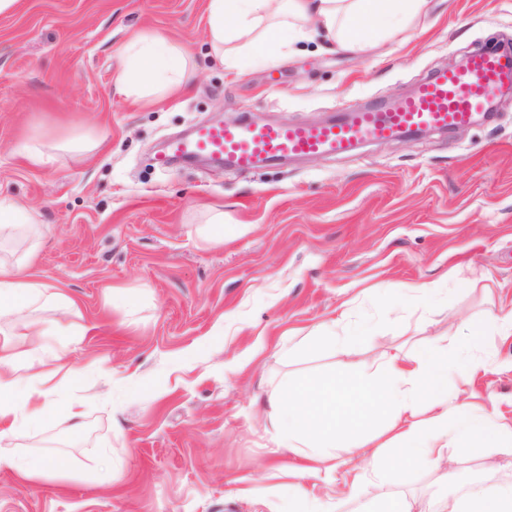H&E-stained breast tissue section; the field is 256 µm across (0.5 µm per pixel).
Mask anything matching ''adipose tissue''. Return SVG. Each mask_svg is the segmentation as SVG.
Returning a JSON list of instances; mask_svg holds the SVG:
<instances>
[{"instance_id": "obj_1", "label": "adipose tissue", "mask_w": 512, "mask_h": 512, "mask_svg": "<svg viewBox=\"0 0 512 512\" xmlns=\"http://www.w3.org/2000/svg\"><path fill=\"white\" fill-rule=\"evenodd\" d=\"M427 0H207L210 49L225 66L236 69L240 57L280 64L294 44L322 41L358 54L380 48L408 29ZM116 81L135 100L159 91L188 92L195 73L187 51L165 38L138 34L118 51ZM66 309L75 301L56 287L33 279L23 265L0 261V321L10 320L14 333L26 336V314L38 303ZM512 336V311L471 323L466 343L470 358L440 355L421 344L413 352L396 349L355 373L300 380L274 388L268 406L280 427V447L304 459L299 481L289 483L292 502L305 500L303 478L322 476L326 484H343L350 497L365 498L380 477L384 457L372 450L365 429L375 412L389 409L388 447L415 465L440 470L450 478L449 440L474 448H495L512 441V424L464 401L463 387L449 388L448 375L473 378L485 369L478 352L489 333ZM16 353L0 342V442L21 437L45 421L54 407L56 375L81 383L80 368L59 360L55 367L17 373ZM433 512H512V487H499L476 498L441 499Z\"/></svg>"}]
</instances>
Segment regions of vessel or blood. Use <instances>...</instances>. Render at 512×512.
Listing matches in <instances>:
<instances>
[{"label": "vessel or blood", "mask_w": 512, "mask_h": 512, "mask_svg": "<svg viewBox=\"0 0 512 512\" xmlns=\"http://www.w3.org/2000/svg\"><path fill=\"white\" fill-rule=\"evenodd\" d=\"M510 83L512 55L476 52L464 67L436 73L393 105L351 108L321 124L206 125L190 138L173 141L156 163L164 167L175 157L204 156L248 172L262 159L338 154L363 141L450 130L470 124Z\"/></svg>", "instance_id": "obj_1"}]
</instances>
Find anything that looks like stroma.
<instances>
[{
	"instance_id": "obj_1",
	"label": "stroma",
	"mask_w": 512,
	"mask_h": 512,
	"mask_svg": "<svg viewBox=\"0 0 512 512\" xmlns=\"http://www.w3.org/2000/svg\"><path fill=\"white\" fill-rule=\"evenodd\" d=\"M206 0H21L0 16V192L38 214L27 271L73 298L41 309L67 327L41 346L68 348L88 373L59 386L85 428L56 412L6 457L49 468L25 480L0 468V512H288L289 467L263 402L278 385L343 373L393 347L460 355L473 319L512 309V100L487 121L361 146L342 155L232 168L153 156L170 138L243 117L325 120L392 101L463 55L512 39V0H429L426 15L368 57L296 45L277 66L229 71L207 40ZM189 52L184 95L136 103L116 86L115 48L129 33ZM52 134L84 152L34 165L17 149ZM224 218V240L200 225ZM431 283L433 307L403 285ZM125 294L105 305L108 288ZM347 306L364 340L345 356L324 340ZM19 351L41 346L17 337ZM472 404L512 420V339L491 338ZM115 377L93 372L96 363ZM451 482L387 463L367 504L429 502L512 485V453L453 446ZM111 484H102L104 471Z\"/></svg>"
}]
</instances>
